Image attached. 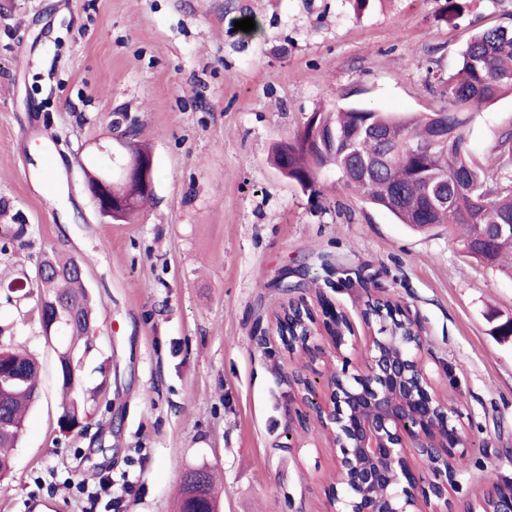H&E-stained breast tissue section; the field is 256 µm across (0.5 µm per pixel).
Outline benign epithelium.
Returning a JSON list of instances; mask_svg holds the SVG:
<instances>
[{
    "label": "benign epithelium",
    "mask_w": 512,
    "mask_h": 512,
    "mask_svg": "<svg viewBox=\"0 0 512 512\" xmlns=\"http://www.w3.org/2000/svg\"><path fill=\"white\" fill-rule=\"evenodd\" d=\"M123 155L98 147L102 161L121 170L125 181L139 184L144 196L153 191V158L132 153V134L121 139ZM87 190L97 210L108 216L140 206L137 198L112 192L108 174L95 177ZM369 340L365 368L344 369L327 377L322 386L297 374L294 400L316 413L326 447L333 450L337 481L327 489L334 512H433L427 493H419L423 476L418 463H434L432 495L447 499L457 486L448 459L466 448L452 425L457 415L435 390L424 362L421 324L399 304L372 300L363 313ZM44 334L58 338L73 325L59 316L42 317ZM288 353L315 363L325 345L338 353L354 334L349 317L330 305L317 311L304 300H291L272 326ZM489 512H512V485L492 491Z\"/></svg>",
    "instance_id": "benign-epithelium-1"
}]
</instances>
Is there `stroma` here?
<instances>
[{
    "mask_svg": "<svg viewBox=\"0 0 512 512\" xmlns=\"http://www.w3.org/2000/svg\"><path fill=\"white\" fill-rule=\"evenodd\" d=\"M252 18L258 35L237 30ZM512 24V0H0V274L75 257L97 305L85 387L107 382L87 428L62 434L55 356L35 289L6 297L5 340L41 362L40 398L0 481V512H116L105 477L135 492L117 512H179L184 474L220 478L218 512H329L337 478L316 429L288 432L291 374L269 334L291 298L360 321L400 303L424 330L437 390L467 443L441 512H465L487 475L512 484V278L467 257L440 225L417 232L341 189L317 194L271 164L307 117L358 104L397 115L440 104L434 77L467 40ZM153 151L154 196L129 222L102 219L83 167L113 118ZM512 129V96L478 115L473 159ZM27 232L6 241L8 215ZM108 363L99 373L100 363Z\"/></svg>",
    "mask_w": 512,
    "mask_h": 512,
    "instance_id": "1",
    "label": "stroma"
}]
</instances>
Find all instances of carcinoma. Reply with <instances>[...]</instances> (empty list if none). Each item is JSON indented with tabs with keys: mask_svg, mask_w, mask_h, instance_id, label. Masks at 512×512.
<instances>
[{
	"mask_svg": "<svg viewBox=\"0 0 512 512\" xmlns=\"http://www.w3.org/2000/svg\"><path fill=\"white\" fill-rule=\"evenodd\" d=\"M444 104L424 115L394 116L362 106H338L315 112L317 126L304 123L298 134L273 149V164L288 180L316 193L320 176L332 172L350 193L376 208L388 211L402 224L428 230L439 224L465 230L462 245L475 240L485 224L512 225V130L501 135L495 162L478 164L469 153V132L478 108L512 95V25L497 24L482 30L465 44L460 60L446 76H438ZM448 123V140L431 143L434 124ZM355 143L365 158L386 156L383 174L362 179L349 164L346 144ZM113 190L124 197L141 196L135 184L120 181L112 172ZM448 190V206L436 209L431 192ZM512 247V230H504L493 241L488 263L512 277V266L501 265L505 246ZM79 264L73 257L45 255L40 266L57 270L56 276L35 271L33 287L38 305H61V314L80 317L71 335L55 347L61 389L67 397L62 419L72 428L88 427L90 408L103 387L82 386L80 358L94 349L95 317L83 278L71 274ZM0 363L16 367L0 373V476L11 470L8 449L17 447L25 425L26 411L38 398L40 366L30 354L0 345ZM198 472L184 484L179 512H210L216 503L212 474Z\"/></svg>",
	"mask_w": 512,
	"mask_h": 512,
	"instance_id": "obj_1",
	"label": "carcinoma"
}]
</instances>
